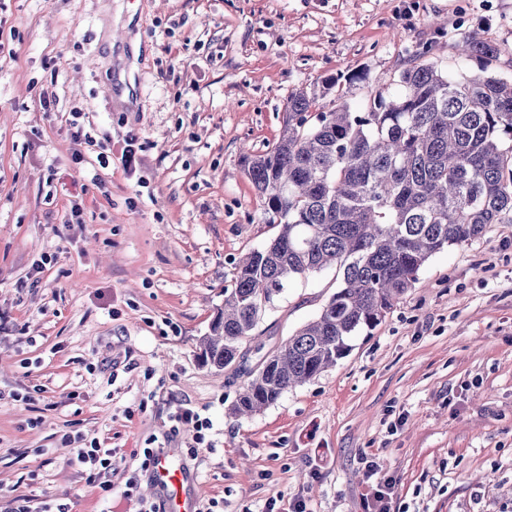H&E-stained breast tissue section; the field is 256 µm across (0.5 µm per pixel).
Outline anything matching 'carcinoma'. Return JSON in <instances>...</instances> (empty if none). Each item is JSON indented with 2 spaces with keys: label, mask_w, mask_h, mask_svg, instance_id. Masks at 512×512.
Wrapping results in <instances>:
<instances>
[{
  "label": "carcinoma",
  "mask_w": 512,
  "mask_h": 512,
  "mask_svg": "<svg viewBox=\"0 0 512 512\" xmlns=\"http://www.w3.org/2000/svg\"><path fill=\"white\" fill-rule=\"evenodd\" d=\"M444 30L403 61L396 94L369 86L356 111L342 101L318 112V92L291 94L281 137L244 158L279 230L237 262L200 342L201 365L221 371L240 360L289 280L331 266L342 277L314 320L247 371L233 415L250 417L335 366L433 255L512 223V77L490 71L501 49L476 35L456 51L479 72L448 73L432 60Z\"/></svg>",
  "instance_id": "cac0c4a2"
}]
</instances>
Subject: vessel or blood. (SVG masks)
<instances>
[{"label":"vessel or blood","mask_w":512,"mask_h":512,"mask_svg":"<svg viewBox=\"0 0 512 512\" xmlns=\"http://www.w3.org/2000/svg\"><path fill=\"white\" fill-rule=\"evenodd\" d=\"M147 485L164 512H199L200 486L187 469L180 449L167 448L155 457Z\"/></svg>","instance_id":"vessel-or-blood-1"}]
</instances>
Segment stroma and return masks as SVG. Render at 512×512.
I'll return each mask as SVG.
<instances>
[{
	"label": "stroma",
	"instance_id": "obj_1",
	"mask_svg": "<svg viewBox=\"0 0 512 512\" xmlns=\"http://www.w3.org/2000/svg\"><path fill=\"white\" fill-rule=\"evenodd\" d=\"M463 1L470 32L512 47V0H0V512L19 496L135 512L125 483L154 446L181 449L224 512H366L372 458L397 479L390 512H512V224L432 256L336 366L251 417L229 412L244 375L198 361L235 264L277 233L244 156L326 77L317 108L360 107L348 76L390 85ZM77 108L108 168L72 139ZM337 284L332 268L291 280L246 368ZM185 404L204 432L170 433ZM71 437L116 449L111 491L71 463Z\"/></svg>",
	"mask_w": 512,
	"mask_h": 512
}]
</instances>
